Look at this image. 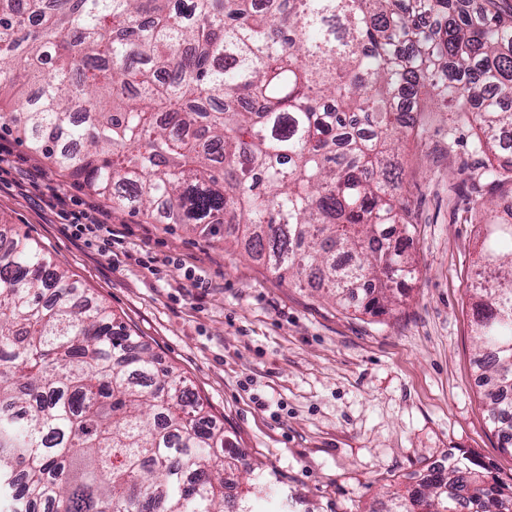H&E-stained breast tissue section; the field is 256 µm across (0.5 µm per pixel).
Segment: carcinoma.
I'll list each match as a JSON object with an SVG mask.
<instances>
[{"label":"carcinoma","mask_w":512,"mask_h":512,"mask_svg":"<svg viewBox=\"0 0 512 512\" xmlns=\"http://www.w3.org/2000/svg\"><path fill=\"white\" fill-rule=\"evenodd\" d=\"M0 0V127L115 211L245 240L281 278L389 309L415 276L396 173L408 91L512 146V10L485 0ZM424 17L436 25H421ZM490 186L512 166L484 165ZM483 211L474 339L512 453V211ZM198 396L137 349L28 236L0 245V505L7 512H253ZM512 512L476 456L387 512Z\"/></svg>","instance_id":"cac0c4a2"}]
</instances>
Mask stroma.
<instances>
[{
    "label": "stroma",
    "instance_id": "1",
    "mask_svg": "<svg viewBox=\"0 0 512 512\" xmlns=\"http://www.w3.org/2000/svg\"><path fill=\"white\" fill-rule=\"evenodd\" d=\"M420 117L422 141L400 156L416 275L385 313L347 310L279 279L243 246L114 213L1 131L0 224L28 235L190 382L233 454L274 481L257 512L283 502L288 512H387L394 491L451 451L512 476L480 400L469 299L475 196L512 205V190L479 187L486 158L473 152L470 127L428 105ZM71 210L110 225L118 246L72 234Z\"/></svg>",
    "mask_w": 512,
    "mask_h": 512
}]
</instances>
